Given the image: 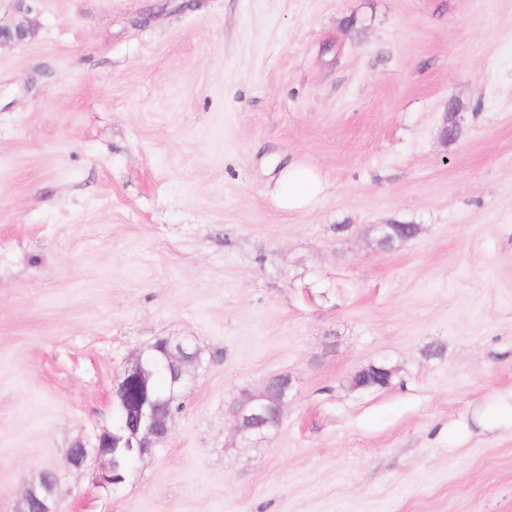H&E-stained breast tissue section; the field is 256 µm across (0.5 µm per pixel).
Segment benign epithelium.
Instances as JSON below:
<instances>
[{"mask_svg": "<svg viewBox=\"0 0 512 512\" xmlns=\"http://www.w3.org/2000/svg\"><path fill=\"white\" fill-rule=\"evenodd\" d=\"M459 113L445 112L443 122L439 128V139L448 143L458 138L460 126ZM166 366L169 368L190 355L198 356L193 349L191 341L187 338L164 339ZM155 346L150 345L137 352L132 362L126 368L124 377L118 386L117 396L126 400L128 409L137 420L136 432L142 433V446L151 449L164 442L171 432L170 413L162 409L163 402L150 394V382L156 371V363L152 357ZM286 376H279L269 381L259 396H246L236 411L238 432L243 435L251 434L256 429V422L270 416L281 421L283 407L288 400L291 383L284 382ZM109 440L112 447L117 448L125 441L124 429L117 431H103L96 437L91 447H86L81 441L75 442L69 449L67 461L75 468L88 467L92 464L101 466L97 473L100 484H118L115 473L117 462L108 453L101 450V442ZM24 502L37 507L36 512H59L56 492V483L40 485L38 482L30 483L24 493Z\"/></svg>", "mask_w": 512, "mask_h": 512, "instance_id": "7a95c632", "label": "benign epithelium"}]
</instances>
